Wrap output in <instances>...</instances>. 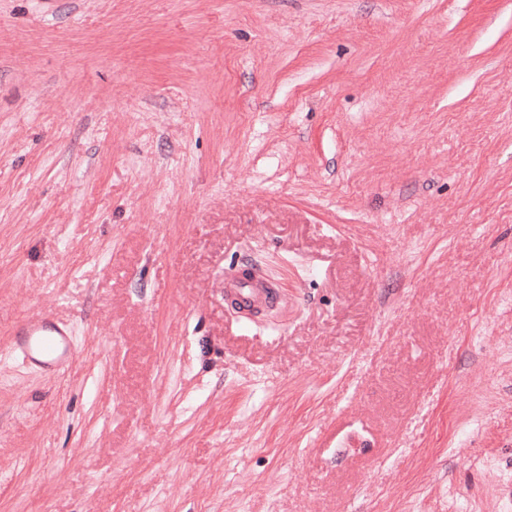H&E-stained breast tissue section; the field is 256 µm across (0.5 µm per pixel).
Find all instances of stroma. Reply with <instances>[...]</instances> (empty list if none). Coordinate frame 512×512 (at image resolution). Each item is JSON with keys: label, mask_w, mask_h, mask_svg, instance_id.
<instances>
[{"label": "stroma", "mask_w": 512, "mask_h": 512, "mask_svg": "<svg viewBox=\"0 0 512 512\" xmlns=\"http://www.w3.org/2000/svg\"><path fill=\"white\" fill-rule=\"evenodd\" d=\"M0 512H512V0H0ZM234 297L246 310L267 308L279 302L278 290L262 275L247 278L224 274V298ZM14 336L11 354L46 374L68 370L79 353L72 323L52 314L24 318L18 323Z\"/></svg>", "instance_id": "1"}]
</instances>
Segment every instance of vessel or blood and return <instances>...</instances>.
Returning a JSON list of instances; mask_svg holds the SVG:
<instances>
[{"instance_id":"obj_1","label":"vessel or blood","mask_w":512,"mask_h":512,"mask_svg":"<svg viewBox=\"0 0 512 512\" xmlns=\"http://www.w3.org/2000/svg\"><path fill=\"white\" fill-rule=\"evenodd\" d=\"M225 295L234 297L244 309L277 305V289L266 278L228 274L224 277ZM11 353L23 364L47 374L68 370L78 356L70 321L51 314H38L21 320L15 330Z\"/></svg>"}]
</instances>
